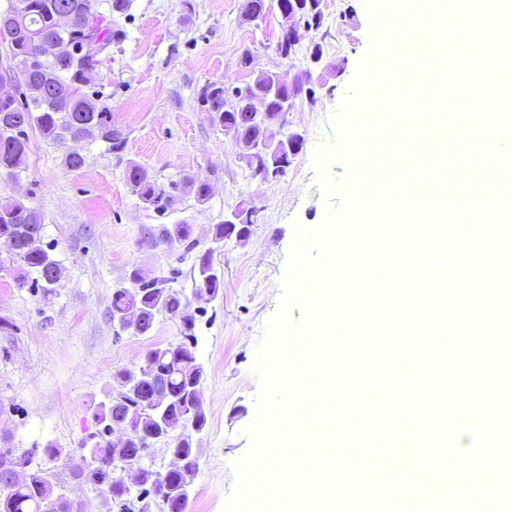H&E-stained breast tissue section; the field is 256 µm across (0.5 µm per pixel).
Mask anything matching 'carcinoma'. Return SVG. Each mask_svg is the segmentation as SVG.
<instances>
[{"label":"carcinoma","mask_w":512,"mask_h":512,"mask_svg":"<svg viewBox=\"0 0 512 512\" xmlns=\"http://www.w3.org/2000/svg\"><path fill=\"white\" fill-rule=\"evenodd\" d=\"M278 11L283 19L277 50L285 58L296 52L305 30L318 31L324 23L322 0H279ZM9 12L19 16L23 28L12 37L0 31V43L7 44L13 57L23 62L20 83L25 87L24 102H0V123L17 122L28 129L35 128L42 138L51 143H63L84 137H101L108 150L119 156L126 147L124 132L112 126V113L96 98L82 88L90 85L98 74L102 59L92 60L84 52L87 31L96 33L98 40L107 44L117 40L120 30L103 24L99 18L96 0H15ZM65 14L68 23L62 27L56 15ZM66 43L73 53L49 56L43 51L47 44ZM314 95V90L297 80L288 89L275 84L273 74L265 72L244 87L233 90L235 100L256 99L264 102L265 115L260 116L248 108L226 107L228 90L224 82H210L203 86L198 102L210 113L214 124L224 127L229 122L245 135L261 138V145L246 155L254 175L266 176L283 173L287 165H280L281 157L289 156L288 146L298 139L290 135L277 141L267 134L269 127L285 122L293 101L299 95ZM28 142L7 154L0 153V168L4 167L17 177L25 169ZM126 180L144 208L163 216L174 202L173 191L178 184L165 186L138 164L126 169ZM185 188L194 194L196 201L204 204L210 197V185L188 178ZM44 217L35 207L21 199L0 202V252L14 255L12 262L20 265L16 276L19 287L30 285L49 295L59 284L63 268L45 248L29 249V241L43 237ZM163 239L179 244L190 251L197 242L192 238L189 224H173L160 230ZM209 248L201 254L198 290L216 297L224 288V278L212 269ZM180 271L172 269L167 276L145 278L139 268L127 273L130 287L117 288L112 293L110 317L121 331L131 330L135 336L149 335L158 314L165 312L179 319L181 339L164 347L147 352L143 362L134 367H121L112 372V385L106 400L94 412L97 423H102L104 413L130 419L142 432L140 441L114 446L107 439L111 428L101 427L89 437L92 441L90 456H81L78 476L101 492L111 489L112 499L120 503L121 512H147L148 505L134 510L135 503L124 499L123 493L112 489V467L119 459L137 464L141 461L142 448H152V437L167 432L168 451L176 459L172 468L161 472L139 468L138 485L143 497L153 494L160 498L168 512H184L186 491L199 468L200 449L194 446L193 436L203 431L208 422L205 407L199 397L198 387L203 377V367L197 360L198 340L195 334L196 316L189 311V304L173 283ZM140 305V319L134 326L125 323L124 316L133 304ZM59 455L53 444L43 448H29L19 455L12 450H0V476L11 469L24 472L22 480L5 492H0V512H80V508L62 494H54L48 473L39 459L52 460Z\"/></svg>","instance_id":"obj_1"}]
</instances>
